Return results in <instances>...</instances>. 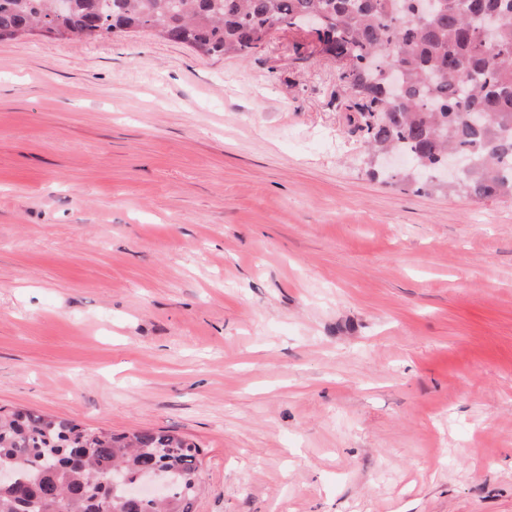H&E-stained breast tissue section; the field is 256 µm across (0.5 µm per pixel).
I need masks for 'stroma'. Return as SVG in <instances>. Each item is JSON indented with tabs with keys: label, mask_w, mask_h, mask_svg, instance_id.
I'll return each instance as SVG.
<instances>
[{
	"label": "stroma",
	"mask_w": 512,
	"mask_h": 512,
	"mask_svg": "<svg viewBox=\"0 0 512 512\" xmlns=\"http://www.w3.org/2000/svg\"><path fill=\"white\" fill-rule=\"evenodd\" d=\"M316 44L0 41V406L192 439L193 512H512V198L369 177Z\"/></svg>",
	"instance_id": "35a3bbf8"
}]
</instances>
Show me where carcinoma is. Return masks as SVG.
Returning a JSON list of instances; mask_svg holds the SVG:
<instances>
[{
	"label": "carcinoma",
	"instance_id": "obj_1",
	"mask_svg": "<svg viewBox=\"0 0 512 512\" xmlns=\"http://www.w3.org/2000/svg\"><path fill=\"white\" fill-rule=\"evenodd\" d=\"M0 0V40L41 32L93 38L150 30L203 55L246 57L269 29L323 17L325 52L343 60L339 80L352 131L371 152L393 149L416 162L400 181L473 200L512 197V0ZM496 17L487 40L479 13ZM470 158L455 186L428 174L448 154ZM200 446L165 430L91 431L64 418L0 406V512H192ZM147 471L168 484L162 504L124 499Z\"/></svg>",
	"mask_w": 512,
	"mask_h": 512
}]
</instances>
